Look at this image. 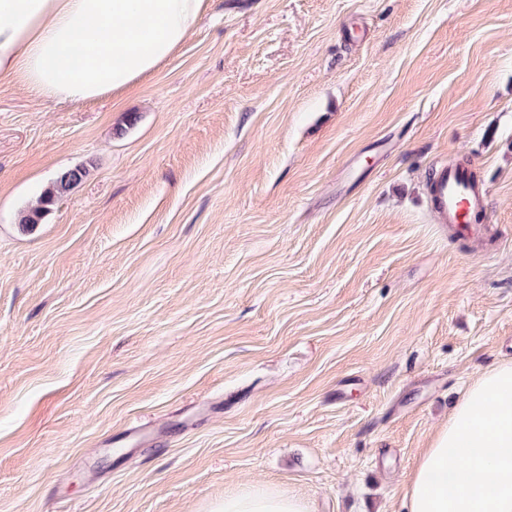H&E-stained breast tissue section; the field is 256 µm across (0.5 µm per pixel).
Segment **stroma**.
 <instances>
[{
    "label": "stroma",
    "mask_w": 512,
    "mask_h": 512,
    "mask_svg": "<svg viewBox=\"0 0 512 512\" xmlns=\"http://www.w3.org/2000/svg\"><path fill=\"white\" fill-rule=\"evenodd\" d=\"M456 163L460 238L427 187ZM508 357L512 0H206L120 93L0 80V512H401ZM85 174L86 171L83 168L68 169L58 173L50 186L42 193L38 205L21 213L19 224L23 227L41 224L55 202L79 183ZM211 512H314L310 500L269 486L225 493Z\"/></svg>",
    "instance_id": "1"
}]
</instances>
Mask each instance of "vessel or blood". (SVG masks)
<instances>
[{"label":"vessel or blood","mask_w":512,"mask_h":512,"mask_svg":"<svg viewBox=\"0 0 512 512\" xmlns=\"http://www.w3.org/2000/svg\"><path fill=\"white\" fill-rule=\"evenodd\" d=\"M431 202L435 213L451 224H464L468 209L482 200L468 172L443 169L433 175Z\"/></svg>","instance_id":"1"}]
</instances>
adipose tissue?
<instances>
[{"mask_svg": "<svg viewBox=\"0 0 512 512\" xmlns=\"http://www.w3.org/2000/svg\"><path fill=\"white\" fill-rule=\"evenodd\" d=\"M204 0H0V78L36 97L92 102L152 75ZM403 512H512V360L481 373L416 462ZM212 512H313L257 486Z\"/></svg>", "mask_w": 512, "mask_h": 512, "instance_id": "1", "label": "adipose tissue"}]
</instances>
